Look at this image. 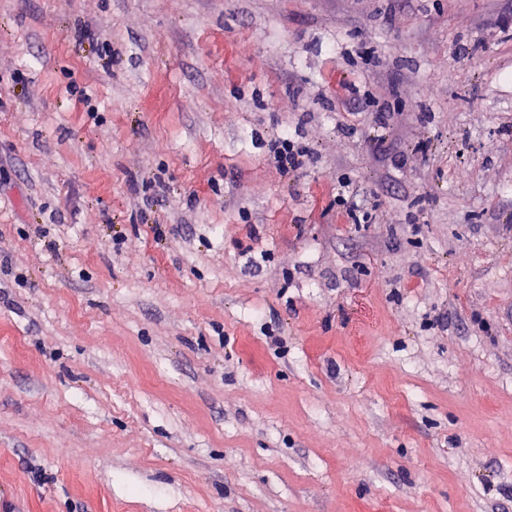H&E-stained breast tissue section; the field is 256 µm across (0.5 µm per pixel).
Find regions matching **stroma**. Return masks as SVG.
<instances>
[{"mask_svg":"<svg viewBox=\"0 0 512 512\" xmlns=\"http://www.w3.org/2000/svg\"><path fill=\"white\" fill-rule=\"evenodd\" d=\"M0 512H512V0H0ZM273 153L282 171L290 174L297 170L305 148L286 133L274 140Z\"/></svg>","mask_w":512,"mask_h":512,"instance_id":"stroma-1","label":"stroma"}]
</instances>
